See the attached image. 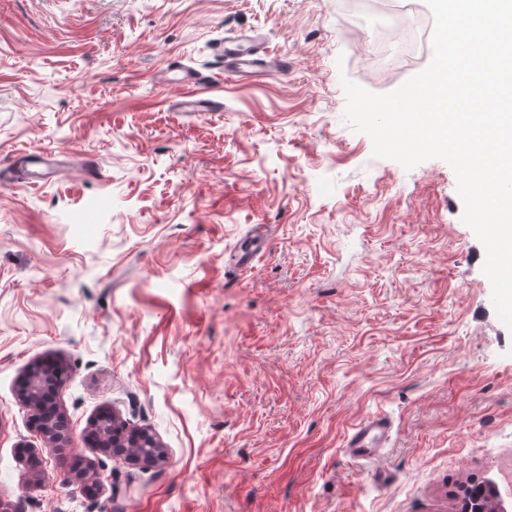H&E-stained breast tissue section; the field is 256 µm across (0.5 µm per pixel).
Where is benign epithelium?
<instances>
[{"mask_svg":"<svg viewBox=\"0 0 512 512\" xmlns=\"http://www.w3.org/2000/svg\"><path fill=\"white\" fill-rule=\"evenodd\" d=\"M64 379V369L52 372L32 371L19 396L30 412V428L48 447L64 448L71 441V425L60 411L56 397ZM85 437L94 447L106 450L112 457H123L133 463L159 464L167 459V451L156 435L147 430H127L115 412L108 411L90 423Z\"/></svg>","mask_w":512,"mask_h":512,"instance_id":"benign-epithelium-1","label":"benign epithelium"}]
</instances>
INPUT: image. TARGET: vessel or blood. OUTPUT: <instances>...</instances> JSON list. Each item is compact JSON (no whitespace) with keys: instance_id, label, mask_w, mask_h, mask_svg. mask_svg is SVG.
Instances as JSON below:
<instances>
[{"instance_id":"vessel-or-blood-1","label":"vessel or blood","mask_w":512,"mask_h":512,"mask_svg":"<svg viewBox=\"0 0 512 512\" xmlns=\"http://www.w3.org/2000/svg\"><path fill=\"white\" fill-rule=\"evenodd\" d=\"M263 36L259 32L238 31L226 37L218 48L224 59V73L241 79L287 70L286 58L260 54L259 46ZM179 108L184 112H219L223 103L211 96L185 98ZM391 436V425L385 418L373 416L361 420L352 427L346 437L345 446L357 459L372 461L378 459L379 451L385 447Z\"/></svg>"}]
</instances>
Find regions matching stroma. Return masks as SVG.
I'll return each instance as SVG.
<instances>
[{"label": "stroma", "mask_w": 512, "mask_h": 512, "mask_svg": "<svg viewBox=\"0 0 512 512\" xmlns=\"http://www.w3.org/2000/svg\"><path fill=\"white\" fill-rule=\"evenodd\" d=\"M379 2L0 0V501L458 512L471 478L512 480V329L456 175L374 157L344 120L341 78L384 94L432 60L426 37L383 71ZM249 29L290 66L224 83L214 45ZM185 67L223 111H178ZM25 151L64 169L27 185ZM50 357L71 461L18 399ZM108 410L167 461L86 443ZM372 414L392 437L366 466L344 443Z\"/></svg>", "instance_id": "35a3bbf8"}]
</instances>
